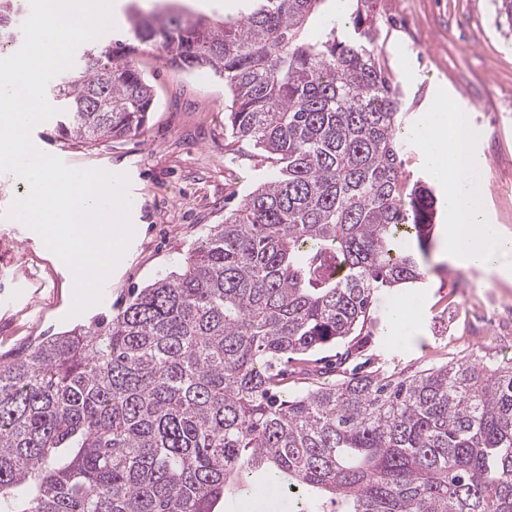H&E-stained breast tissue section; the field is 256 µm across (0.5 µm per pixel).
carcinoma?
<instances>
[{"instance_id":"cac0c4a2","label":"carcinoma","mask_w":512,"mask_h":512,"mask_svg":"<svg viewBox=\"0 0 512 512\" xmlns=\"http://www.w3.org/2000/svg\"><path fill=\"white\" fill-rule=\"evenodd\" d=\"M254 2L220 26L131 19L166 62L224 80L225 133L274 173L116 315L0 357V512H214L254 477L298 512H512V360L280 396L290 375L318 380L311 355L363 335L380 296L421 282L438 199L401 170L407 113L374 0H356L352 35L333 19L315 41L323 0ZM137 50L84 47L50 88L63 136L146 127Z\"/></svg>"}]
</instances>
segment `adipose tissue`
I'll return each instance as SVG.
<instances>
[{
  "label": "adipose tissue",
  "instance_id": "ef3b65f1",
  "mask_svg": "<svg viewBox=\"0 0 512 512\" xmlns=\"http://www.w3.org/2000/svg\"><path fill=\"white\" fill-rule=\"evenodd\" d=\"M409 134L419 143L433 176L448 186L444 207L451 242L449 257L470 268L512 276L506 263L512 255V238L504 237L484 217L483 168L473 148L478 139L476 129L461 125L459 111L441 100L425 112Z\"/></svg>",
  "mask_w": 512,
  "mask_h": 512
}]
</instances>
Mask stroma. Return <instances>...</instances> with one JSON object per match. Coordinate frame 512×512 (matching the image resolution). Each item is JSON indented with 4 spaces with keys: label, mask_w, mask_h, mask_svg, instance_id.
<instances>
[{
    "label": "stroma",
    "mask_w": 512,
    "mask_h": 512,
    "mask_svg": "<svg viewBox=\"0 0 512 512\" xmlns=\"http://www.w3.org/2000/svg\"><path fill=\"white\" fill-rule=\"evenodd\" d=\"M155 5L214 22L234 10V0H123L114 13L118 28L129 29L133 11ZM373 19L380 29L377 54L403 95L410 125L438 98L468 113L487 163L488 218L512 238V38L497 29L493 0H376ZM134 63L156 96L143 132L77 146L59 138L54 119L32 130L39 150L63 154L70 167L129 179L139 207L131 217L132 238L109 276L111 291L71 315L70 269L29 228L7 218L22 185L0 179V356L116 314L134 289L182 264L191 244L272 174L260 151L237 150L225 135L230 97L222 80L167 64L149 44L139 45ZM447 226L440 218L423 284L377 300V323L360 359L364 370L409 375L458 360L512 359V284L449 260ZM404 301L414 308L408 338L384 341ZM215 512H294V506L287 493L257 483L220 501Z\"/></svg>",
    "instance_id": "obj_1"
}]
</instances>
